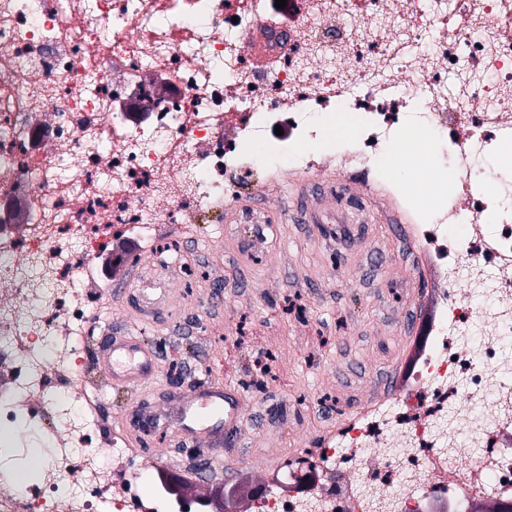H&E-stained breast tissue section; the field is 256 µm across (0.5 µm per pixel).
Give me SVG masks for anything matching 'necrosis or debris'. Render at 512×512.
Instances as JSON below:
<instances>
[{
    "label": "necrosis or debris",
    "instance_id": "4bbe7bcc",
    "mask_svg": "<svg viewBox=\"0 0 512 512\" xmlns=\"http://www.w3.org/2000/svg\"><path fill=\"white\" fill-rule=\"evenodd\" d=\"M343 151L310 155L337 116ZM450 168L401 189L434 274L406 394L337 425L245 512H503L512 505V0H0V466L50 443L0 512H209L140 494L125 435L88 398L122 239L181 260L182 224L224 238V205L270 191L260 159L380 172L401 131ZM464 225L455 233V225Z\"/></svg>",
    "mask_w": 512,
    "mask_h": 512
}]
</instances>
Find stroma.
<instances>
[{
  "label": "stroma",
  "instance_id": "1",
  "mask_svg": "<svg viewBox=\"0 0 512 512\" xmlns=\"http://www.w3.org/2000/svg\"><path fill=\"white\" fill-rule=\"evenodd\" d=\"M395 182L349 177L337 170L289 175L273 195L239 200L224 219V240L210 249L209 280L173 284L154 267L168 298L140 308L135 281L106 295L97 316L111 337L142 336L160 371L134 392L109 385L106 422L139 410L173 413L180 392L217 383L241 393L245 419L234 444L213 453L210 475L247 484L282 463L288 449L306 447L354 415L360 383L392 378L414 332L408 317L423 308L417 243L407 225L390 220L386 202ZM259 210L267 251L256 263L236 253L238 213ZM284 417L278 439L263 421Z\"/></svg>",
  "mask_w": 512,
  "mask_h": 512
}]
</instances>
